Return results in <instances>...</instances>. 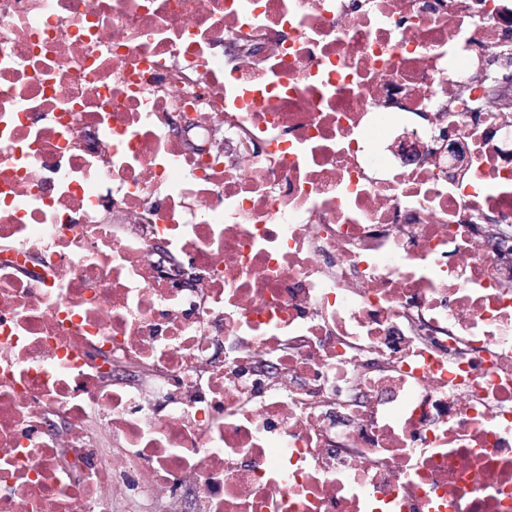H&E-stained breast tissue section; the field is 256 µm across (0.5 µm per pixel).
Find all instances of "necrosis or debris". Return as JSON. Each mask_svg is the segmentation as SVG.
I'll return each instance as SVG.
<instances>
[{
  "instance_id": "4bbe7bcc",
  "label": "necrosis or debris",
  "mask_w": 512,
  "mask_h": 512,
  "mask_svg": "<svg viewBox=\"0 0 512 512\" xmlns=\"http://www.w3.org/2000/svg\"><path fill=\"white\" fill-rule=\"evenodd\" d=\"M502 74L512 0H0V512H512Z\"/></svg>"
}]
</instances>
